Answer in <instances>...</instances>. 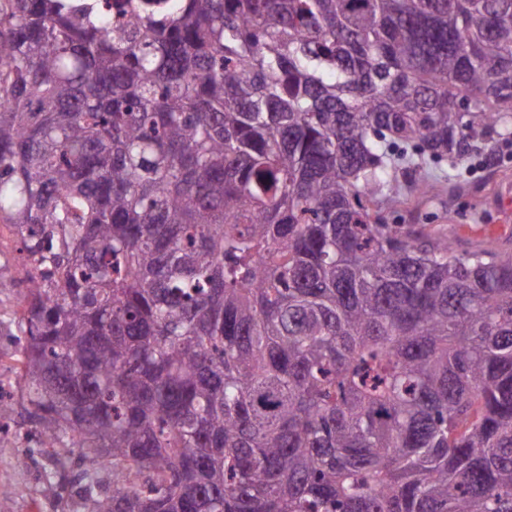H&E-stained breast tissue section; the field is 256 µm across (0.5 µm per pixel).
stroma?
<instances>
[{
	"label": "stroma",
	"mask_w": 512,
	"mask_h": 512,
	"mask_svg": "<svg viewBox=\"0 0 512 512\" xmlns=\"http://www.w3.org/2000/svg\"><path fill=\"white\" fill-rule=\"evenodd\" d=\"M432 185L428 196L408 194L405 203L376 202L385 223L419 224L438 228L460 244L483 243L512 248V151L497 150L490 157L473 156L449 169L447 164L424 166ZM16 242L9 226L0 224V388L15 392L13 355L25 343L18 318V291L24 273L15 261ZM9 432L0 443V502L9 512H78L73 479L78 454H70L59 496L44 492V476L55 461L41 448L34 424L21 405L0 418Z\"/></svg>",
	"instance_id": "1"
}]
</instances>
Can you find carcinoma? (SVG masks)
<instances>
[{
  "instance_id": "1",
  "label": "carcinoma",
  "mask_w": 512,
  "mask_h": 512,
  "mask_svg": "<svg viewBox=\"0 0 512 512\" xmlns=\"http://www.w3.org/2000/svg\"><path fill=\"white\" fill-rule=\"evenodd\" d=\"M129 2L0 0L17 383L84 512H512V249L367 206L512 137V0Z\"/></svg>"
}]
</instances>
